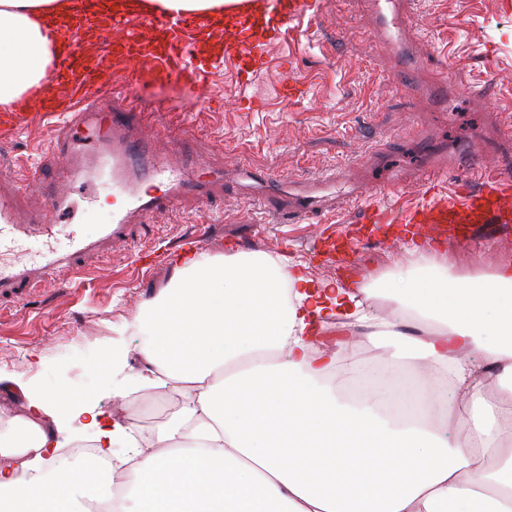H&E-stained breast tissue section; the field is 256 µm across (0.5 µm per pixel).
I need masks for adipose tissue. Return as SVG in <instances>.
Listing matches in <instances>:
<instances>
[{
	"mask_svg": "<svg viewBox=\"0 0 512 512\" xmlns=\"http://www.w3.org/2000/svg\"><path fill=\"white\" fill-rule=\"evenodd\" d=\"M241 0H141L158 13L205 16L203 43L218 38ZM79 0H0V105L39 85L54 43L40 24L72 14ZM413 275L362 290L315 282L280 255L201 254L175 266L171 281L132 323L140 336L138 375L108 342L101 364L113 394L159 381L182 399L140 447L132 417L40 391L0 433V512H89L111 497L113 470L126 479L112 512H512V267L462 279L445 259L410 246ZM386 295L390 319L363 307ZM347 307L358 335L391 336L410 347L428 389L447 390L439 417L400 419L380 408L410 404L398 368L378 390L346 398L338 371H356L353 349L314 354L318 335ZM304 428L293 444L286 417ZM86 435L99 461L71 463L60 450ZM423 459L417 470L406 458ZM111 459V469L100 466Z\"/></svg>",
	"mask_w": 512,
	"mask_h": 512,
	"instance_id": "ef3b65f1",
	"label": "adipose tissue"
}]
</instances>
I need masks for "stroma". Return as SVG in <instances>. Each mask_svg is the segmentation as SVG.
I'll return each instance as SVG.
<instances>
[{
  "label": "stroma",
  "mask_w": 512,
  "mask_h": 512,
  "mask_svg": "<svg viewBox=\"0 0 512 512\" xmlns=\"http://www.w3.org/2000/svg\"><path fill=\"white\" fill-rule=\"evenodd\" d=\"M413 2L412 32L400 46L378 37L371 0H322L319 25L302 20L267 41L266 68L249 87L239 83L238 57L214 71L204 95L187 103L198 115L192 135H183L168 114L157 116L145 137L162 149L178 147L177 159L188 168L223 170V187L213 200L189 195L147 215L127 246L89 262L82 278L55 275L23 299L0 302V414L24 413L23 391L32 387L92 394L97 409L127 415L128 398L105 387L98 358L171 276L169 258L141 272L142 247L176 243L202 225L208 255L265 251L305 263L315 279L358 289L384 275H407L410 262L399 224L361 230L356 211L344 204L348 191L384 200L401 179L403 195L415 198V174L437 149L459 168L512 171V141L501 134L512 127V11L501 0ZM289 76L309 85L307 97H277ZM245 94L265 99V110L242 109ZM47 136L35 125L0 142L4 185L25 181V160L38 161L42 186L21 199L26 212L43 205L59 176ZM244 169L296 184L338 172L336 224L279 223L275 206H260L247 194L239 178ZM82 195L74 189V198ZM118 201L100 183L96 202L81 201L60 218L56 246L67 245L74 224L95 235L111 222ZM416 234L425 251L446 254L457 275L512 265V223L470 225L465 242L428 226Z\"/></svg>",
  "instance_id": "stroma-1"
}]
</instances>
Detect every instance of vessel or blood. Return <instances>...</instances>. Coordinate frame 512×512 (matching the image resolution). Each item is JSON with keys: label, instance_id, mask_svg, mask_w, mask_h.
<instances>
[{"label": "vessel or blood", "instance_id": "obj_1", "mask_svg": "<svg viewBox=\"0 0 512 512\" xmlns=\"http://www.w3.org/2000/svg\"><path fill=\"white\" fill-rule=\"evenodd\" d=\"M93 8L107 9L113 33L107 50L88 54L84 48L93 30L80 20L50 16L46 28L67 30L57 49L46 84L31 89L21 112L0 113V137H15L30 128L31 119L45 122L50 150L61 162L69 187L104 180L122 194L125 203L112 213L97 236L72 232L68 250L50 244L54 218L72 207L68 189L48 194L40 212L25 217L19 208L27 185L0 191V298H17L38 287L46 276L75 274L84 262L98 258L131 234L135 218L171 205L178 197L201 189L205 180L179 166L172 151H160L137 136L142 126L140 106L158 90L176 88L185 96L199 95L208 77L223 66L227 49L202 53L189 50L186 28L203 26V19L162 15L131 7L108 9L106 0H90ZM267 30L281 32L294 21L318 24L320 0H261ZM243 73L254 77L265 67V44L239 40ZM119 95L128 104L125 112L101 107V100ZM91 134V142L77 140L76 131ZM447 169L435 165L419 180V198L403 211L413 224H450L459 238H466L472 224L512 222V174L475 166L447 178ZM337 176L329 172L308 181L296 195L298 215L324 216L334 206L330 191ZM40 242L34 259L20 260L14 253L28 241Z\"/></svg>", "mask_w": 512, "mask_h": 512}]
</instances>
